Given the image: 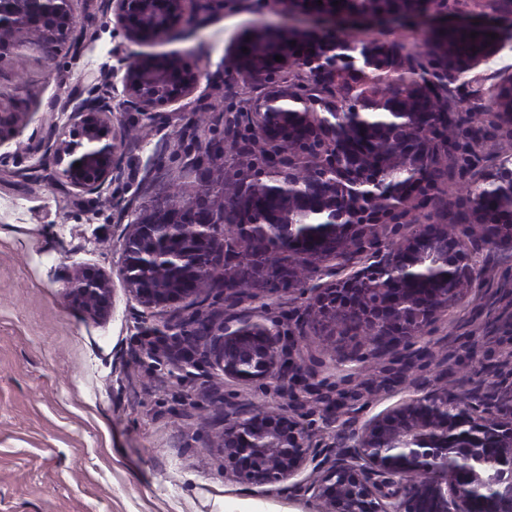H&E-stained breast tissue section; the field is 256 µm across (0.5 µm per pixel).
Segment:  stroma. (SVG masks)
<instances>
[{
  "instance_id": "35a3bbf8",
  "label": "stroma",
  "mask_w": 512,
  "mask_h": 512,
  "mask_svg": "<svg viewBox=\"0 0 512 512\" xmlns=\"http://www.w3.org/2000/svg\"><path fill=\"white\" fill-rule=\"evenodd\" d=\"M494 0H448V17H494L502 33L498 54L470 72L466 89L490 99L512 80V15H496ZM83 33L80 55L67 50L42 56L19 50L0 61V86L19 87L31 114L0 156V512H224L228 499L257 504L261 512H318L310 499L282 495L276 487L250 493L224 475V454L211 423L225 402L251 401L304 413L317 432L336 423L310 395H281L269 382L223 381L209 367L177 379L167 359L137 356L144 338L142 307L120 274L126 225L120 204L146 203L173 181L194 194L199 180L186 168L224 137V119L248 111L266 86L242 83L224 60L238 35L254 24L282 22L274 0H218L206 18L187 5L179 33L167 41L131 42L116 28L102 0H73ZM348 31L395 41L418 53L422 29L412 23L359 22ZM175 57L200 71L194 93L159 105L163 120L146 126L130 107L115 113L120 127L140 136L124 149V174L103 197L75 195L53 185L48 134L65 122V103L107 92L121 97L115 73L121 59ZM222 112H215L216 102ZM484 276L465 301L433 324L415 374L435 384L439 360L450 373L477 382L512 386V256L485 248L477 253ZM106 271L112 280L107 319L91 320L64 294L73 266ZM305 297L267 296L246 302L241 313L297 335ZM349 361L332 357L318 337L299 341L295 362L326 378L347 396L351 416L373 418L409 392L393 383L397 366L348 343Z\"/></svg>"
}]
</instances>
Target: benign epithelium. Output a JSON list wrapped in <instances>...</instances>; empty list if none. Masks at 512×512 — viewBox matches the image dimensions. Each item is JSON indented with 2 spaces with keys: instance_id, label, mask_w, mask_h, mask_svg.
<instances>
[{
  "instance_id": "benign-epithelium-1",
  "label": "benign epithelium",
  "mask_w": 512,
  "mask_h": 512,
  "mask_svg": "<svg viewBox=\"0 0 512 512\" xmlns=\"http://www.w3.org/2000/svg\"><path fill=\"white\" fill-rule=\"evenodd\" d=\"M281 10L336 22L415 17L431 24L422 49L428 71L411 76L417 60L397 44L338 36L314 40L304 32L257 25L234 50L231 68L246 81L263 80L269 65L295 72L299 81L276 82L246 113L254 132L238 158L236 220L228 224H181V210H211L208 197L185 202L155 197L126 225L121 274L126 291L153 317L142 328L151 341L139 358L165 357L182 379L206 364L234 382L277 383L320 395L315 372L290 362L285 337L262 320L233 316L246 300L275 293H304L320 266L339 268L368 250L376 262L312 289L300 337L331 341L348 336L374 355L399 359L423 340L444 312L458 305L479 276L475 253L484 246L512 253V221L490 223L470 187L467 247L450 231L448 201L436 181L424 178L434 162L457 150L448 136L420 133L425 118L455 122L448 111L393 110L378 98L358 112H343L336 89L366 86L381 75L408 86V101L442 97L448 79H459L499 50L494 29L475 28L484 44L478 58L457 54L452 34L462 20L448 22L447 0H278ZM185 0H104V8L131 42L174 36ZM72 0H0V48L30 45L49 54L79 45ZM282 56V61L275 56ZM201 74L176 61L141 58L126 65L125 99L108 95L70 101L67 121L52 126L56 173L78 195H103L123 171L125 131L112 113L132 105L144 116L159 103L193 93ZM493 116L512 134V92L498 87ZM27 113L0 111V147L25 125ZM316 142L312 158L285 145ZM254 158L265 174L241 180ZM80 166H75V163ZM290 194L294 209L311 223L295 224L275 213L270 224H250L254 197ZM288 282L286 288L273 285ZM216 292L222 306L207 313L201 304ZM65 295L92 319L111 309L110 276L78 266ZM218 438L224 475L254 492L277 485L289 494L318 501L321 512H472L473 497L494 492V512H512V388L461 381L454 391L436 387L415 393L390 410L330 436L315 433L295 410L255 404L224 406ZM493 442L485 453L482 442ZM467 472L468 487L457 481Z\"/></svg>"
}]
</instances>
